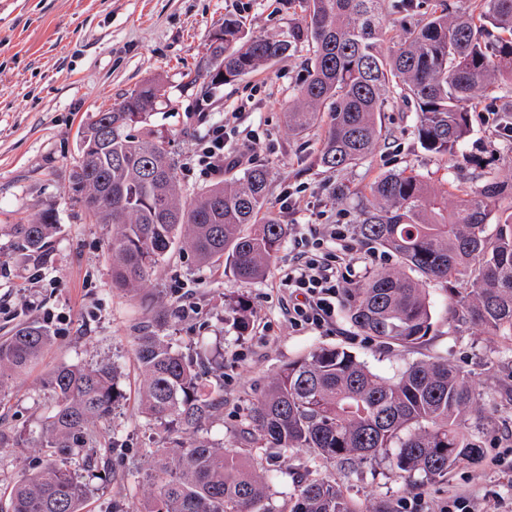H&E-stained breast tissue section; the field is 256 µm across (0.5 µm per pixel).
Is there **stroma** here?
<instances>
[{
	"label": "stroma",
	"mask_w": 512,
	"mask_h": 512,
	"mask_svg": "<svg viewBox=\"0 0 512 512\" xmlns=\"http://www.w3.org/2000/svg\"><path fill=\"white\" fill-rule=\"evenodd\" d=\"M228 15L241 17L245 35L275 36L300 20L301 9L288 0H0V338L33 319L47 322L55 335L0 404V430L36 424L46 403L44 382L59 366L114 364L122 397L111 424L112 482L88 497L84 512H105L111 499L121 501L125 512L144 507L148 490L131 488L128 473L149 470L155 449L172 446L173 440L145 425L132 338L149 320L148 305L160 298L175 310L165 333L178 349L202 345L217 357L209 380L221 390L224 407L206 428L209 438L228 448L252 447L247 419L258 398L285 365L318 347L348 349L385 378L418 362L445 359L492 395L482 461L462 463L444 483L399 472L388 457L343 470L300 452L259 456L253 465L268 476L277 512L290 508L298 484L325 475L361 512L380 500L393 502L398 512H448L459 496L475 506L499 497L512 503V344L449 321L448 294L438 282L428 287L432 330L413 349L386 348L361 335L348 322L341 297L330 326L295 327L288 321L295 297L281 281L283 270L296 261V240L329 239L335 224L356 246L354 281L393 267L394 258L383 248L357 242L353 232L369 185L381 175L411 171L453 203L476 186L481 169L512 178V139L490 113L476 112L457 159L436 156L415 133L414 106L392 98L381 114L374 154L338 172L325 170L315 163L324 126L299 139L285 120L286 106L307 76V51L231 84L206 89L195 82L211 55L210 36ZM146 82L162 90L149 125L166 136L179 161L182 197L254 165L271 169L269 207L288 235L263 279L242 283L222 265L203 266L180 251L154 271L137 298L113 288L107 231L71 200L69 174L88 123ZM219 125L231 132L225 152L235 162L221 174H207L198 156ZM288 194L294 207L283 203ZM48 208L56 211L59 231L47 260L36 265L19 250L12 227L36 222ZM240 295L250 305L244 333L224 315L225 302ZM42 461L36 448L1 450L0 501Z\"/></svg>",
	"instance_id": "1"
}]
</instances>
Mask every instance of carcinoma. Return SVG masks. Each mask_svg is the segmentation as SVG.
<instances>
[{
  "instance_id": "carcinoma-1",
  "label": "carcinoma",
  "mask_w": 512,
  "mask_h": 512,
  "mask_svg": "<svg viewBox=\"0 0 512 512\" xmlns=\"http://www.w3.org/2000/svg\"><path fill=\"white\" fill-rule=\"evenodd\" d=\"M303 17L280 37L254 35L239 49L242 20L224 18V39L211 41L207 85L229 83L303 48L312 52L305 80L286 112L288 129L304 136L324 121L316 162L326 169L360 163L378 146L385 95L413 103L423 147L456 156L471 113L495 112L512 126V97L490 98L512 86V0H300ZM421 12L411 26L387 30L383 18ZM393 44L382 51L385 41ZM161 98L145 84L85 132L108 124L112 137L80 155L71 189L95 223L111 231L112 287L136 295L176 250L201 264L220 259L245 283L263 277L281 250L286 225L270 211L272 172L256 166L187 201L177 193L178 161L166 139L147 128ZM141 126L143 131L133 130ZM453 206L417 174L389 173L369 187L355 225L357 238L396 260L344 289L351 325L384 345L416 347L433 322L426 285H447L449 314L512 341V180L489 168ZM57 229L54 209L33 224L14 225L28 259H44ZM239 331L249 328V303L225 305ZM53 342L35 320L0 341V403ZM146 425L190 436L179 448H157L147 474L145 512H276L268 482L240 450L204 434L224 406L207 381L206 355H185L147 325L133 337ZM107 363L64 365L45 382L49 395L37 429L0 430V449L39 448L45 465L17 479L7 512H82L96 483L112 481L100 428L121 397ZM484 393L446 360L417 363L397 380L373 374L350 351L320 347L286 365L251 410L248 433L269 449L305 451L324 463L352 468L398 449L404 473L444 481L461 463L484 456ZM290 512H361L331 478L300 485Z\"/></svg>"
}]
</instances>
